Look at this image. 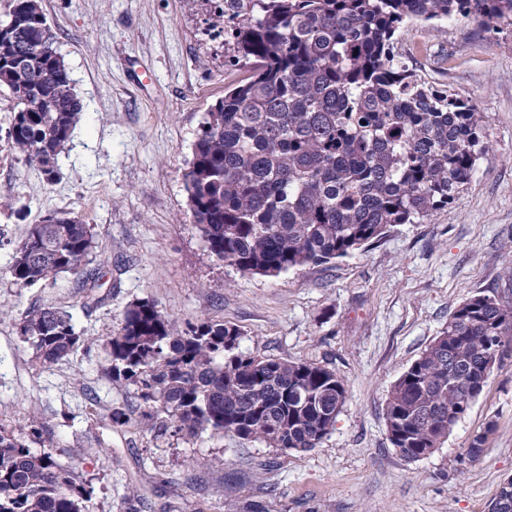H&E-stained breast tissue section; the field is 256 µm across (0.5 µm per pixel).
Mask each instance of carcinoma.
Instances as JSON below:
<instances>
[{"label": "carcinoma", "mask_w": 512, "mask_h": 512, "mask_svg": "<svg viewBox=\"0 0 512 512\" xmlns=\"http://www.w3.org/2000/svg\"><path fill=\"white\" fill-rule=\"evenodd\" d=\"M235 2L231 16L214 7L212 28L224 30L229 63L252 75L207 112L185 174L193 222L219 261L272 277L327 264L459 197L486 152L484 116L416 74L397 35L416 21L512 20V0ZM8 20V138L52 182L83 105L36 0H11ZM96 249L90 225L49 214L16 247L11 276L28 287L70 272L93 288ZM20 334L42 366L84 342L58 307L31 308ZM240 336L210 320L181 330L142 300L105 347L112 379L136 387L155 429L316 447L346 401L344 382L324 365L243 352ZM511 348L512 306L486 294L459 305L388 391L392 446L409 461L441 448ZM87 502L50 453L0 430V512H88ZM489 512H512V479Z\"/></svg>", "instance_id": "cac0c4a2"}]
</instances>
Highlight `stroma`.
I'll list each match as a JSON object with an SVG mask.
<instances>
[{
  "mask_svg": "<svg viewBox=\"0 0 512 512\" xmlns=\"http://www.w3.org/2000/svg\"><path fill=\"white\" fill-rule=\"evenodd\" d=\"M38 4L83 116L49 183L8 144L15 102L0 92V427L35 451L51 443L90 512H488L512 477V355L427 458L406 460L392 446L383 408L462 302L487 294L512 306V22L418 21L397 36L417 74L485 116L487 150L458 199L352 256L266 277L217 260L184 187L207 112L250 75L226 65L223 40L208 37L209 0ZM51 212L91 224L97 287L68 272L14 283L15 247ZM142 299L180 327L236 326L242 351L334 370L348 393L332 430L317 447L285 450L141 424L103 341ZM36 306L69 311L85 339L47 367L19 331ZM116 410L130 425L112 424ZM483 431L481 455L469 457Z\"/></svg>",
  "mask_w": 512,
  "mask_h": 512,
  "instance_id": "1",
  "label": "stroma"
}]
</instances>
